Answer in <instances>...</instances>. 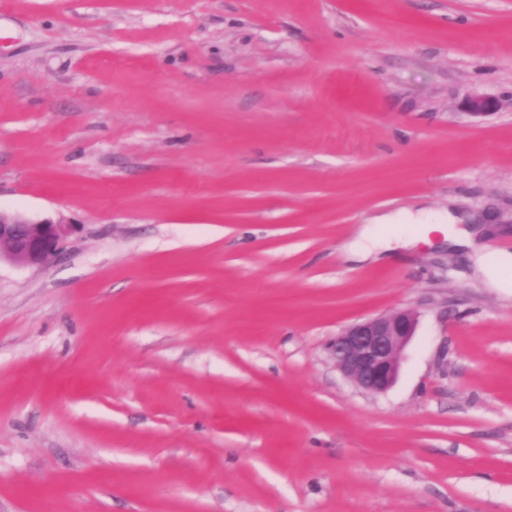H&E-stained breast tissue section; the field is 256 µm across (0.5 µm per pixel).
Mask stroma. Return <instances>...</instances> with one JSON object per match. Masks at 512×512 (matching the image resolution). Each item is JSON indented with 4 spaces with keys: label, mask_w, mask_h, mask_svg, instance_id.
Here are the masks:
<instances>
[{
    "label": "stroma",
    "mask_w": 512,
    "mask_h": 512,
    "mask_svg": "<svg viewBox=\"0 0 512 512\" xmlns=\"http://www.w3.org/2000/svg\"><path fill=\"white\" fill-rule=\"evenodd\" d=\"M420 209L476 250L346 254ZM0 210L75 227L0 261V512H512V0H0ZM477 262L494 285L498 288L508 287L509 282L499 278L498 272L512 266V254L497 253L490 256L483 255L478 258ZM417 315L399 310L353 323L328 344L335 367L356 387L382 394L398 379L402 352L415 335Z\"/></svg>",
    "instance_id": "35a3bbf8"
}]
</instances>
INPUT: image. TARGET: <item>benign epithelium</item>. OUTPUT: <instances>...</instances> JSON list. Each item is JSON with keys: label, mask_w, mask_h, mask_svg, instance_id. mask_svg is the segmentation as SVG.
I'll return each instance as SVG.
<instances>
[{"label": "benign epithelium", "mask_w": 512, "mask_h": 512, "mask_svg": "<svg viewBox=\"0 0 512 512\" xmlns=\"http://www.w3.org/2000/svg\"><path fill=\"white\" fill-rule=\"evenodd\" d=\"M467 114L485 115L497 102L472 93L464 102ZM70 232L64 224L34 220L0 211V259L6 257L25 266L45 268L58 256L59 245ZM417 315L399 310L353 323L328 344L335 367L356 387L369 394H382L398 379L404 348L415 335Z\"/></svg>", "instance_id": "benign-epithelium-1"}]
</instances>
